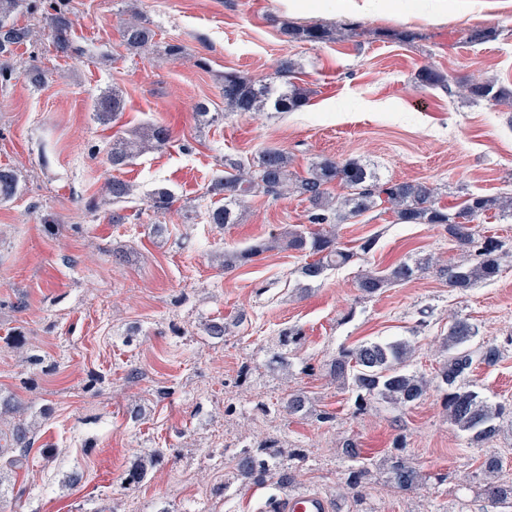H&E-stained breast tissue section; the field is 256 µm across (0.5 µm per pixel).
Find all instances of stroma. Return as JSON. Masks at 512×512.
I'll use <instances>...</instances> for the list:
<instances>
[{
  "label": "stroma",
  "instance_id": "stroma-1",
  "mask_svg": "<svg viewBox=\"0 0 512 512\" xmlns=\"http://www.w3.org/2000/svg\"><path fill=\"white\" fill-rule=\"evenodd\" d=\"M68 8L65 55L39 15L15 18L33 38L8 61L20 71L38 65L45 83L33 87L21 74L0 83V168L19 181L0 202V394L19 397L36 426L22 466L0 459V486L21 494L23 512H264L284 490L320 494L341 512H486L480 459L500 455L512 480V423L473 443L449 422L435 386L406 408L377 400L361 409L328 364L361 343L402 339L413 368L434 376L449 321L465 318L479 330L477 345L498 350L493 363L475 360L466 384L512 405V217L491 212L477 223L478 237L504 244L497 279L459 291L426 270L365 297L362 269L465 253L444 227L400 223L383 205L337 226L355 256L308 289L296 286L302 259L290 250L227 272L225 247L306 223L307 204L260 194L240 223L220 228L209 222L222 203L210 186L225 156L275 146L300 173L333 157L361 160L385 180L429 182L452 209L470 193L512 194V100L474 103L461 93L473 80L512 89V0H70ZM135 12L155 32L139 54L119 33ZM310 23L347 34L314 43L281 33ZM476 29L491 38L471 43ZM172 44L185 53L169 56ZM284 58L310 91L306 106L198 119L201 103L223 111L225 74L267 80ZM426 66L447 74L448 87L421 86ZM112 87L126 107L105 125L92 104ZM156 122L170 130L167 147L113 170V140ZM115 175L132 185L130 201L106 194ZM159 187L177 199L165 214L149 206ZM116 212L122 223H113ZM213 321L227 326L224 339L206 334ZM288 328L303 339L281 372L268 362ZM19 336L41 365L25 362ZM291 388L309 398L302 416L276 410ZM349 439L372 465L359 503L346 485ZM244 445L305 461L288 486L245 485L232 454ZM150 448L166 458L127 489L125 471ZM393 454L421 472L416 490L387 484ZM75 470L83 480L72 488Z\"/></svg>",
  "mask_w": 512,
  "mask_h": 512
}]
</instances>
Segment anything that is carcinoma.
Instances as JSON below:
<instances>
[{
	"label": "carcinoma",
	"mask_w": 512,
	"mask_h": 512,
	"mask_svg": "<svg viewBox=\"0 0 512 512\" xmlns=\"http://www.w3.org/2000/svg\"><path fill=\"white\" fill-rule=\"evenodd\" d=\"M41 13L51 30L55 49L63 54L71 47L72 23L64 0H0V82L13 79L14 68L5 56L11 47L32 39V31L15 25L13 16L20 12ZM283 34L301 41L338 40L344 36L342 29L327 28L318 24L288 26ZM154 37L153 30L139 17L125 22L121 28V39L130 51L147 49ZM277 73L280 83L256 81L237 73L224 75V106L229 112H290L309 102V91L290 81L295 65L289 59L280 61ZM417 80L423 86H446L448 77L431 67L421 69ZM464 95L474 101H501L512 98V90L496 86L492 81H472L463 86ZM125 108L123 95L116 90L105 91L94 102L93 112L103 124L116 122ZM170 134L162 124L146 126L130 138H119L112 143V168L121 169L140 155L159 150L168 145ZM292 160L288 153L278 147H267L255 159L224 157V176L216 179L211 191L224 196V205L215 208L211 223L220 226L235 223V210L245 206L247 197L258 193L280 197L293 194L309 204L308 222L316 228H295L282 234H270L244 249L224 251V270L244 266L260 254L276 249L292 250L307 258L297 270V287L305 288L307 283L320 278L325 271L342 267L355 253L342 248L338 241L335 225L372 211L385 203L403 224H437L462 248L475 243L474 222L490 211H512V196H490L469 194L459 209L451 213L439 206L437 188L417 180L386 182L379 184L376 172L357 160L321 158L309 164L304 174L291 170ZM16 174L9 169H0V200L12 198L17 189ZM107 190L114 202H125L132 194V185L114 177L107 183ZM177 202L174 194L160 187L150 196V207L157 213L171 211ZM502 245L494 238H486L479 245V260L474 264L454 262L434 263L431 260L413 264L403 261L385 270L369 269L361 273L358 281L360 292L367 296L380 293L394 283L412 279L419 270L433 269L435 275L448 287L466 290L478 283L491 281L501 272L500 252ZM478 335L475 325L466 319H453L448 323V332L442 338L444 359L436 372L443 388V406L450 422L466 432L474 442H485L494 438L500 429L497 420L505 409L493 406L478 392L466 387L463 379L474 361L473 342ZM301 331L290 329L279 336L282 352L281 361L286 360L288 351L297 348ZM412 349L404 340L387 342H365L353 349L342 350L329 364V376L344 389L356 394V402L364 406L376 397L392 404L407 407L415 404L427 393L430 380L422 373L411 372L407 363ZM306 397L290 390L280 401V408L288 416L306 411ZM7 441L11 450V461L25 458L35 443L34 432L25 419H17L9 428L0 431V439ZM345 455L352 465L348 468V481L354 488L362 487L368 474L365 463L357 460V444L345 443ZM166 455V449L153 448L134 463L125 473L124 482L128 488L138 487L146 478L148 468ZM484 475L481 496L487 506L496 509L512 508V483L500 478L502 463L495 455H487L481 461ZM235 470L245 484L262 483L276 476L279 482H293L297 467L285 463L279 454L264 447L254 455L237 458ZM387 480L402 492H411L419 486L421 474L406 458L394 454L388 459Z\"/></svg>",
	"instance_id": "cac0c4a2"
}]
</instances>
